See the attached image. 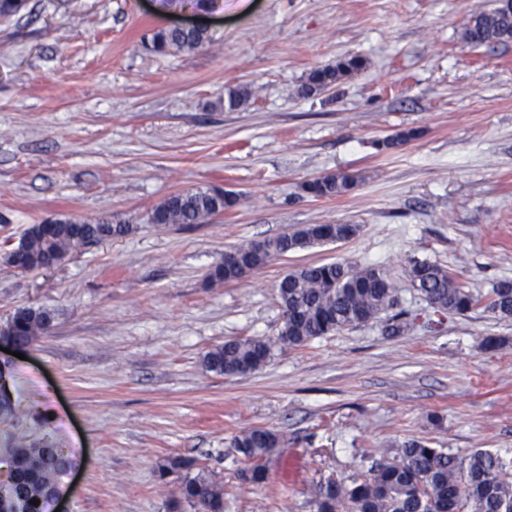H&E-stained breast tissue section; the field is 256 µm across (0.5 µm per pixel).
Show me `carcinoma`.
Wrapping results in <instances>:
<instances>
[{
	"instance_id": "obj_1",
	"label": "carcinoma",
	"mask_w": 512,
	"mask_h": 512,
	"mask_svg": "<svg viewBox=\"0 0 512 512\" xmlns=\"http://www.w3.org/2000/svg\"><path fill=\"white\" fill-rule=\"evenodd\" d=\"M473 46L512 40V0H494L493 7L475 13L463 33ZM210 42L204 27H167L156 31L152 48L160 54L193 52ZM363 66L359 57H344L334 65L312 70L299 92L311 96ZM354 175L341 172L311 179L301 190L313 198H329L356 184ZM236 195L217 187H196L172 193L154 206L149 222L164 230L173 224H206L236 206ZM126 220L101 217L81 222L65 215L30 225L23 246L13 250L7 264L20 271L43 269L78 248L128 234ZM354 224H308L277 237L237 247L210 270V286L237 281L248 272L264 269L273 259L297 249L354 237ZM412 288L436 313L464 315L479 306L501 319H512V280L496 282L488 295L474 293L448 269L410 257ZM283 310L278 336L236 338L206 352L203 362L216 374L236 376L263 366L277 345L301 347L352 326L384 319L385 332H408L417 316L400 307L397 283L381 267L328 263L298 267L276 285ZM53 316L44 308L22 307L11 319V340L18 347L32 345L51 326ZM0 410L17 420L21 442L4 449L13 462L12 490L25 512H47L50 500L69 465L65 450L47 440L27 445L19 420L28 415L11 405L0 390ZM231 447L248 463L242 479L259 485L267 478L265 463L281 447L279 435L267 428H245ZM369 463L362 477L319 480L312 491L315 512H512V459L488 449L460 456L449 448H434L410 441L398 448H377L364 455ZM162 478H173L178 495L167 502V512H224V483L193 457L173 456L159 466ZM38 504L33 505L31 501Z\"/></svg>"
}]
</instances>
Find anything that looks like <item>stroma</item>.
<instances>
[{
    "mask_svg": "<svg viewBox=\"0 0 512 512\" xmlns=\"http://www.w3.org/2000/svg\"><path fill=\"white\" fill-rule=\"evenodd\" d=\"M158 2L29 0L0 19V327L21 307L54 314L0 364L13 405L35 414L32 437L73 461L61 512H167L178 487L158 467L170 456L218 474L224 512H314V483L360 475L376 448L512 455V319L438 316L407 275L417 257L476 293L512 278V41L463 39L493 0H219L211 13ZM189 21L206 22L205 49L152 52L157 29ZM350 56L363 68L299 95L310 70ZM232 88L250 94L235 110ZM342 171L359 178L345 194L300 189ZM210 186L238 204L207 224L149 223L171 193ZM59 214L132 230L49 272L5 264L26 228ZM305 224L358 232L206 287L225 251ZM334 262L384 268L414 329L374 322L275 348L246 375L205 369L214 346L278 334L288 270ZM486 336L507 344L481 351ZM248 427L282 439L257 486L241 483L231 446Z\"/></svg>",
    "mask_w": 512,
    "mask_h": 512,
    "instance_id": "obj_1",
    "label": "stroma"
}]
</instances>
